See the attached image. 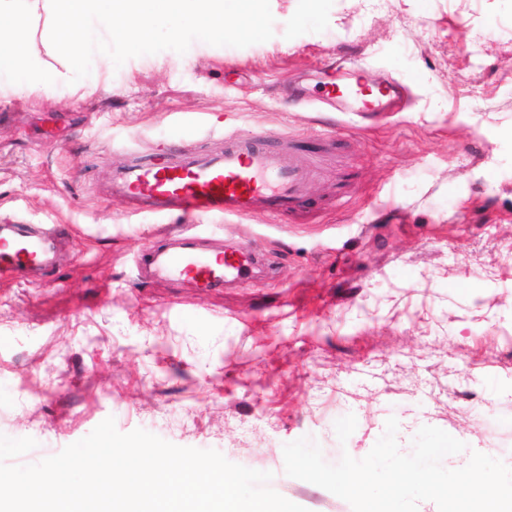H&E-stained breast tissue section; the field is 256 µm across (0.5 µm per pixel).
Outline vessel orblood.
Wrapping results in <instances>:
<instances>
[{
	"instance_id": "vessel-or-blood-1",
	"label": "vessel or blood",
	"mask_w": 512,
	"mask_h": 512,
	"mask_svg": "<svg viewBox=\"0 0 512 512\" xmlns=\"http://www.w3.org/2000/svg\"><path fill=\"white\" fill-rule=\"evenodd\" d=\"M318 100L336 112L378 118L401 111L406 88L391 80L375 85L324 84ZM209 145L195 152L171 147L133 150L99 188L101 198L128 202L133 213L180 217H247L261 212L272 219L315 213L306 187L314 163L293 135L260 132L242 139L210 129ZM58 229L20 222L0 225V280L26 274L38 280L54 268ZM139 278L175 280L200 290H217L254 273V252L217 243L203 247L190 228L155 235L132 259Z\"/></svg>"
}]
</instances>
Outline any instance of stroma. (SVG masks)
Wrapping results in <instances>:
<instances>
[{
	"mask_svg": "<svg viewBox=\"0 0 512 512\" xmlns=\"http://www.w3.org/2000/svg\"><path fill=\"white\" fill-rule=\"evenodd\" d=\"M273 37L91 71L0 105V224H58L70 243L43 283L0 282V434L36 463L106 418L269 471L307 512L348 502L284 472L283 446L314 439L328 463L365 457L396 418L410 453L423 426L512 465V0H270ZM346 54L412 103L389 121L288 101V80ZM301 138L317 161L311 223L198 219V230L275 261L202 293L138 282L131 256L177 219L133 214L97 188L128 143L206 145L198 120ZM61 120L54 140L38 136Z\"/></svg>",
	"mask_w": 512,
	"mask_h": 512,
	"instance_id": "obj_1",
	"label": "stroma"
}]
</instances>
